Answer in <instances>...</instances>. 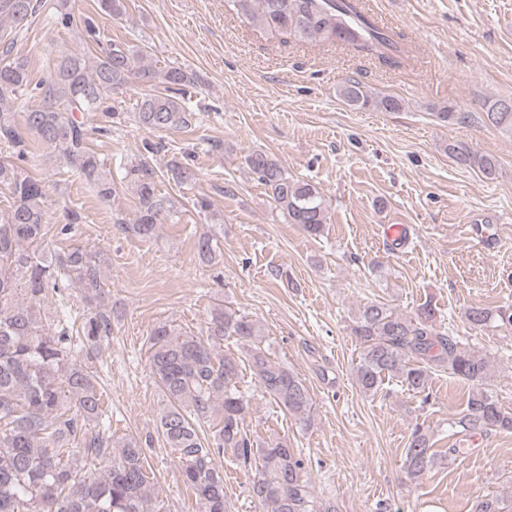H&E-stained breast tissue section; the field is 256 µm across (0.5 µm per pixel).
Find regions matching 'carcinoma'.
<instances>
[{"mask_svg":"<svg viewBox=\"0 0 512 512\" xmlns=\"http://www.w3.org/2000/svg\"><path fill=\"white\" fill-rule=\"evenodd\" d=\"M69 0H0V26H29L42 8L56 22L76 25L67 11ZM232 9L282 41L326 42L351 47L380 63L399 67L410 60L412 47L399 32L375 23L360 0H229ZM100 12L114 21L126 16V0H98ZM154 83L156 93L137 101L134 119L147 130H184L193 113L185 106L187 89L200 82L187 67L156 69L143 51L113 42L97 54L59 52L48 80L32 85L29 62L11 56V43L0 39V142L20 161L33 155L25 134L57 153L65 167L78 174L102 200L116 191L112 173L89 146L88 116L126 88L133 79ZM44 94V105L15 120L14 101L30 87ZM338 96L353 109L398 112L400 99L373 98L356 80L341 85ZM486 123L512 138V98L491 101ZM460 166L476 167L487 180L498 175V160L451 148ZM246 165L263 185L285 220L311 236L323 233L328 211L319 187L295 180L269 154L255 150ZM181 183L196 179L194 169L169 164ZM125 178L137 199L135 223L126 226L141 239L156 236L159 224L175 213L173 200L157 188V172L145 161L126 168ZM0 189L9 206L0 216V512H154L152 470L140 442L116 438L106 427L90 425L103 414L105 390L97 379L95 351L112 335V298L105 289L101 253L77 246L50 250L42 207L45 183L11 160L0 159ZM200 260L217 258L213 237L196 240ZM75 281L82 288L89 313L76 321L55 311L47 328L41 301L51 290ZM436 311L422 304L405 315L384 302L359 310L353 333L361 345L355 376L366 393L380 390L391 376L415 394H426L438 373L470 383L465 413L455 422L474 436L489 429L512 430V412L489 392L491 363L479 350L436 329ZM475 330L493 320L512 326V312L473 304L465 311ZM247 344V357L224 352V337ZM149 362L155 383L165 397L157 430L181 464L184 484L192 491L198 512H229L224 472L217 460L245 471L256 470L250 497L264 512H315L313 487L305 460L288 439L275 438L261 448L248 435L244 421L249 399L239 389L242 365L263 394L299 421H309L308 388L287 365L274 361L262 346L263 331L246 315L213 308L202 335H187L168 322L149 336ZM430 432L415 426L404 448L402 466L417 482L437 462ZM472 512H512V499L476 501Z\"/></svg>","mask_w":512,"mask_h":512,"instance_id":"cac0c4a2","label":"carcinoma"}]
</instances>
